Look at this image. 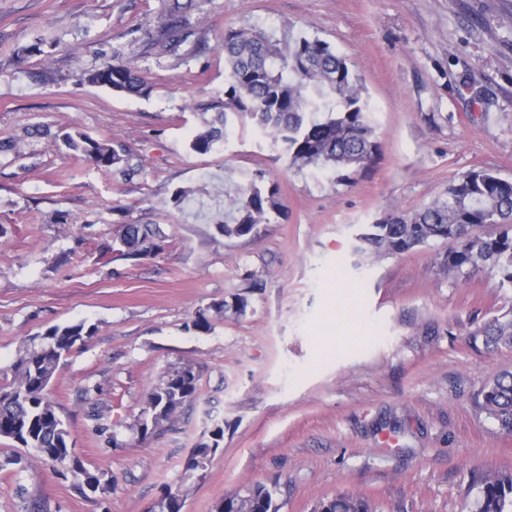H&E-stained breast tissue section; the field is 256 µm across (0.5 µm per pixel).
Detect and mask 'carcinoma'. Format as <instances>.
<instances>
[{
	"label": "carcinoma",
	"instance_id": "1",
	"mask_svg": "<svg viewBox=\"0 0 512 512\" xmlns=\"http://www.w3.org/2000/svg\"><path fill=\"white\" fill-rule=\"evenodd\" d=\"M156 35L145 44L146 53L183 56L201 50L197 26L190 21L197 0H162ZM227 74L224 101L190 140L189 149L207 154L221 144L229 117L249 120L257 129L281 141L289 165L299 171L330 168L336 179L370 168L380 145L374 137L362 101L361 78L347 60L326 42L285 34L281 38L256 28L230 27L220 44ZM124 52L112 48V57L89 71L86 80L117 95L142 96L149 91L145 79L123 61ZM43 134L61 142L70 153L83 157L100 170L134 173L127 167L126 150L112 141L81 132ZM224 219L216 222L226 238L252 234L258 225L270 223L282 213L278 188L266 184L261 171L250 181L225 193ZM487 226L498 231L484 232ZM127 246L124 256L136 257L159 248L154 224H123L119 230ZM453 241L445 263L448 269L467 275L489 267L500 279L512 283V181L489 169H474L448 184L444 194L415 209L390 214L360 234L354 251L365 255H394L431 241ZM247 299L213 306L217 312L246 313ZM96 332L83 322L55 325L32 337L13 362V380L0 387V438L17 448L34 451L52 462L61 474H71L80 494L103 497L110 482L80 466L70 442L67 423L56 412L49 385L61 360ZM477 335L487 348L512 345V310L480 326ZM199 393L193 367L166 372L155 383L147 407L127 425L140 440L173 422L177 411ZM483 406L501 431L512 434V371L493 377L483 390ZM224 429L213 433V444L197 448L188 468L206 469L212 452L220 446ZM214 512H279L274 487L255 483L224 496ZM314 512H376L368 500L338 495L319 502ZM475 512H512V471L489 473L480 478Z\"/></svg>",
	"mask_w": 512,
	"mask_h": 512
}]
</instances>
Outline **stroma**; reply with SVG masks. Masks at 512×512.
I'll use <instances>...</instances> for the list:
<instances>
[{"label": "stroma", "mask_w": 512, "mask_h": 512, "mask_svg": "<svg viewBox=\"0 0 512 512\" xmlns=\"http://www.w3.org/2000/svg\"><path fill=\"white\" fill-rule=\"evenodd\" d=\"M199 56L142 44L161 0H0V386L29 337L84 321L97 331L61 361L49 396L83 466L112 488L81 495L48 461L0 438V512H146L167 489L183 512L276 485L280 512L340 494L377 512H473L476 477L512 470V435L481 391L512 371V346L475 331L512 309L482 267L461 277L432 241L401 255L354 254L367 224L489 169L512 181V0H199ZM228 26L327 42L358 72L380 155L337 182L290 167L281 143L232 120L215 151H189L201 105L224 98ZM137 29L125 60L152 87L119 96L87 72ZM41 55L24 51L35 37ZM124 145L133 178L97 169L36 129ZM263 171L283 216L240 238L212 216L226 191ZM194 194L175 205L177 189ZM65 223H57V215ZM123 224H154L160 249L120 256ZM355 297L345 315L336 289ZM248 301L245 315L212 304ZM211 328L191 329L200 310ZM335 322L340 347L326 345ZM190 365L199 394L142 441L126 425L164 372ZM224 439L203 475L192 450ZM394 441L383 445L384 438Z\"/></svg>", "instance_id": "35a3bbf8"}]
</instances>
